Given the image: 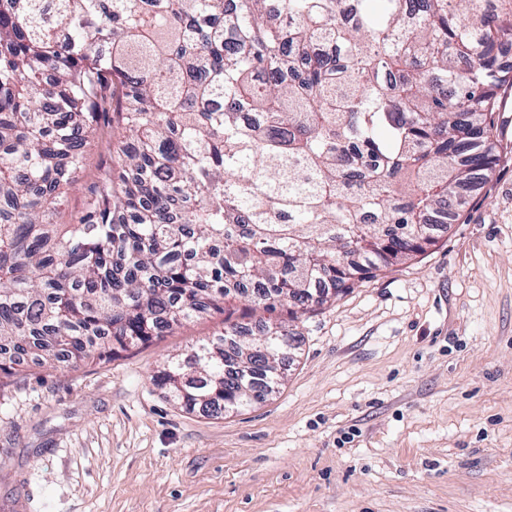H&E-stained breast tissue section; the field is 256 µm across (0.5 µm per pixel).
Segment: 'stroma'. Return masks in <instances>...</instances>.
<instances>
[{"label":"stroma","instance_id":"35a3bbf8","mask_svg":"<svg viewBox=\"0 0 512 512\" xmlns=\"http://www.w3.org/2000/svg\"><path fill=\"white\" fill-rule=\"evenodd\" d=\"M498 160L436 242L299 316L294 362L241 413L188 412L152 382L222 332L184 324L111 361L0 375V512H512V90ZM87 148L68 224L110 161Z\"/></svg>","mask_w":512,"mask_h":512}]
</instances>
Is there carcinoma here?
I'll use <instances>...</instances> for the list:
<instances>
[{"label":"carcinoma","mask_w":512,"mask_h":512,"mask_svg":"<svg viewBox=\"0 0 512 512\" xmlns=\"http://www.w3.org/2000/svg\"><path fill=\"white\" fill-rule=\"evenodd\" d=\"M508 44L512 0H0V373L106 361L241 288L293 319L411 259L495 165ZM241 329L154 383L249 408L293 332ZM117 141V131L110 139L97 140L87 148L86 161L79 182L70 190L59 206L57 221L60 224H72V220L83 209L88 189L94 183L99 170L110 162L112 147Z\"/></svg>","instance_id":"1"}]
</instances>
